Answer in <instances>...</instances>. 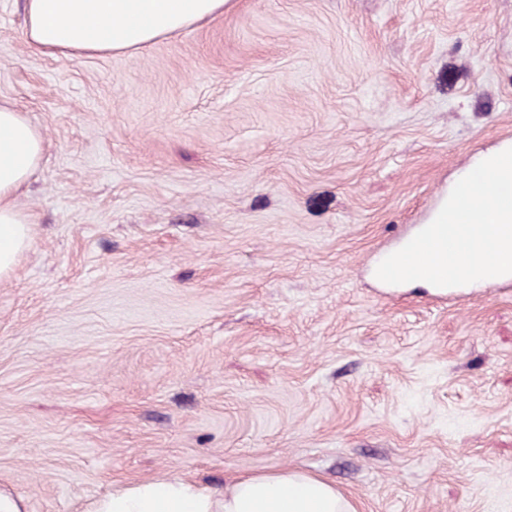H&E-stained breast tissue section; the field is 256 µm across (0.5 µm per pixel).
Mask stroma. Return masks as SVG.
<instances>
[{
    "label": "stroma",
    "instance_id": "1",
    "mask_svg": "<svg viewBox=\"0 0 512 512\" xmlns=\"http://www.w3.org/2000/svg\"><path fill=\"white\" fill-rule=\"evenodd\" d=\"M46 153L0 279V489L87 512L300 469L358 512H512V293L378 288L375 253L512 141V0H233L136 52H31Z\"/></svg>",
    "mask_w": 512,
    "mask_h": 512
}]
</instances>
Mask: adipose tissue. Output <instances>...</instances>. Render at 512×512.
Listing matches in <instances>:
<instances>
[{
	"label": "adipose tissue",
	"mask_w": 512,
	"mask_h": 512,
	"mask_svg": "<svg viewBox=\"0 0 512 512\" xmlns=\"http://www.w3.org/2000/svg\"><path fill=\"white\" fill-rule=\"evenodd\" d=\"M232 0H25L32 52L81 57L138 51L230 9ZM45 141L24 112L0 103V279L28 247L38 217L16 197L39 167ZM88 512H357L335 486L298 469L238 478L215 493L174 476L113 488Z\"/></svg>",
	"instance_id": "obj_1"
}]
</instances>
